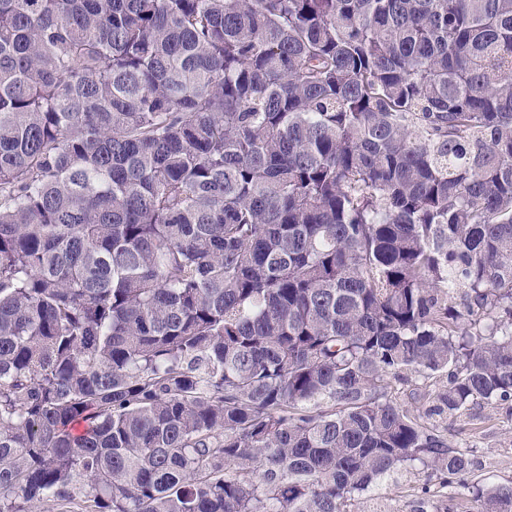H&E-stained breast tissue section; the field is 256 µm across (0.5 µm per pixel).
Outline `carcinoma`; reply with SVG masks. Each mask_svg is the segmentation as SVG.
Here are the masks:
<instances>
[{
	"instance_id": "obj_1",
	"label": "carcinoma",
	"mask_w": 512,
	"mask_h": 512,
	"mask_svg": "<svg viewBox=\"0 0 512 512\" xmlns=\"http://www.w3.org/2000/svg\"><path fill=\"white\" fill-rule=\"evenodd\" d=\"M512 0H0V512H512ZM510 403L484 404L472 414L448 420L433 416L427 422L441 426L456 448L469 454L477 479L487 483L512 482V417ZM428 483H434L430 470L408 466L364 494L355 507L357 512H410L421 486Z\"/></svg>"
}]
</instances>
